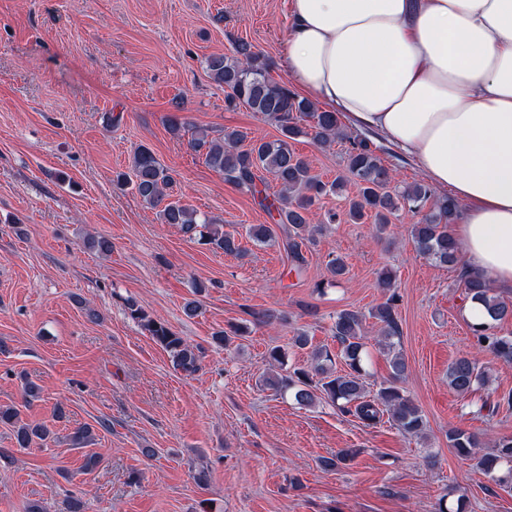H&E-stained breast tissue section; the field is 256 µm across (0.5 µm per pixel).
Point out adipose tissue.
Returning <instances> with one entry per match:
<instances>
[{
    "instance_id": "obj_1",
    "label": "adipose tissue",
    "mask_w": 512,
    "mask_h": 512,
    "mask_svg": "<svg viewBox=\"0 0 512 512\" xmlns=\"http://www.w3.org/2000/svg\"><path fill=\"white\" fill-rule=\"evenodd\" d=\"M290 79L461 210L460 262L512 292V0H289Z\"/></svg>"
}]
</instances>
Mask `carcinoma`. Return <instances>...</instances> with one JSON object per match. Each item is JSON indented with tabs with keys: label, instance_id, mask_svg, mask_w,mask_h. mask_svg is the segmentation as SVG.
<instances>
[{
	"label": "carcinoma",
	"instance_id": "obj_1",
	"mask_svg": "<svg viewBox=\"0 0 512 512\" xmlns=\"http://www.w3.org/2000/svg\"><path fill=\"white\" fill-rule=\"evenodd\" d=\"M268 68L266 59L245 40L234 43L231 56L212 55L206 59L210 77L224 86L227 106H247L273 124L279 136L274 139L251 137L238 129L213 136L207 130H198L187 141V147L202 156L209 168L224 176V181L257 197L268 214L275 216V223L284 226L283 247L288 250L294 269L299 271L305 264L302 241L310 239L322 225L340 224L344 217L353 224L370 219L376 225L377 237L383 239L391 218L401 212L420 216L410 225L411 237L420 254L440 265L456 266L460 246L448 231V225L458 214V202L451 196H434L430 186L420 181L393 184L391 169L384 165L369 140L348 133L337 113L316 108L286 84L272 80ZM308 135L319 146H327L337 139L349 143L345 152L346 175L326 183L312 173L309 161L291 145L297 138ZM130 169L133 179L129 181L126 175L119 174L116 184L131 185L143 202L158 211L161 223L179 226L188 239L214 250L242 253L235 235L224 232L220 225L168 193L173 175L149 147L140 145L134 150ZM264 173L278 186L272 196L259 188L264 183L261 178ZM349 177L357 186V195L347 200L345 216L328 211L319 224L311 225L314 204L323 196L342 191ZM248 235L259 244L276 242L272 229L266 224L250 226ZM459 278L466 297L481 302L488 315L487 320L470 326L474 348L492 355L502 364L512 365V335L499 331L502 322L512 319V300L500 296L484 280L463 270ZM395 279V273L388 268L378 272L377 285L387 297L369 314L352 309L336 313L331 327L339 344L336 356H331L326 349L314 348L310 351V367L268 378L265 385L276 392L294 390V399L302 406L324 400L344 412L353 413L366 425H373L386 415L404 434L422 435L426 419L401 386L406 364L401 354L394 352L392 342V337L400 335ZM130 311L149 336L170 354L176 368L188 376L199 370V355L184 337L134 303L130 304ZM368 316L377 321L380 335L384 336L388 350L393 352L391 379L371 396L362 381L366 351L364 326ZM337 357L346 367L341 373L336 371ZM486 381L487 373L468 353L461 354L448 367V385L459 394L468 393L475 385ZM20 415V410L14 406L0 407V424L13 427L17 447L29 448L48 438L46 427L23 422ZM448 444L458 455L474 461L486 474L503 463H512V436L498 438L492 452L480 455L475 452L480 447L476 435L452 428L448 430Z\"/></svg>",
	"mask_w": 512,
	"mask_h": 512
}]
</instances>
